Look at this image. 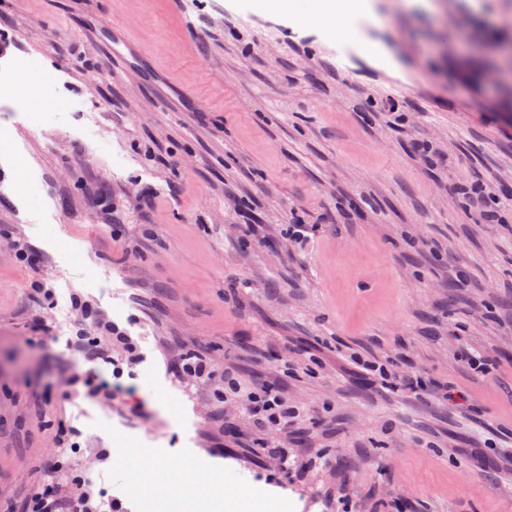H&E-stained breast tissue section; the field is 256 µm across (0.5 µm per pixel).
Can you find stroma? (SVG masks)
<instances>
[{
    "mask_svg": "<svg viewBox=\"0 0 512 512\" xmlns=\"http://www.w3.org/2000/svg\"><path fill=\"white\" fill-rule=\"evenodd\" d=\"M371 2L385 24L361 28L393 62L337 58L322 26L254 0H0V66L40 58L17 76L31 101L0 106V512L71 492L61 446L76 469L84 448L160 449L236 512H512V79L493 68L512 0H456L451 20ZM102 22L199 111L102 71ZM475 179L495 220L461 194ZM295 217L314 227L303 247L281 233ZM75 297L142 354L112 402L87 400L94 424L59 387L87 368L66 348ZM189 352L305 407L287 464L245 402L179 377ZM353 353L391 379L350 373ZM85 489L129 512L204 506L138 493L114 461Z\"/></svg>",
    "mask_w": 512,
    "mask_h": 512,
    "instance_id": "35a3bbf8",
    "label": "stroma"
}]
</instances>
